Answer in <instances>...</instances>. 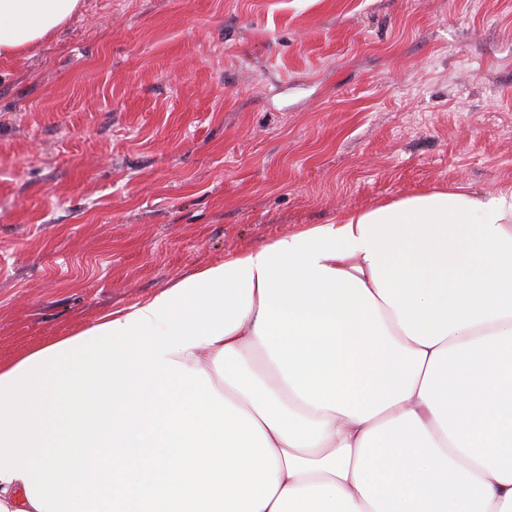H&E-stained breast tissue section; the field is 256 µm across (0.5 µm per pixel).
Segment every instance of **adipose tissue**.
Here are the masks:
<instances>
[{
    "label": "adipose tissue",
    "instance_id": "ef3b65f1",
    "mask_svg": "<svg viewBox=\"0 0 512 512\" xmlns=\"http://www.w3.org/2000/svg\"><path fill=\"white\" fill-rule=\"evenodd\" d=\"M81 0H0V58ZM0 512H512V183L349 210L0 364Z\"/></svg>",
    "mask_w": 512,
    "mask_h": 512
}]
</instances>
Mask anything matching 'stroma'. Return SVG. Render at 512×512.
<instances>
[{
  "instance_id": "1",
  "label": "stroma",
  "mask_w": 512,
  "mask_h": 512,
  "mask_svg": "<svg viewBox=\"0 0 512 512\" xmlns=\"http://www.w3.org/2000/svg\"><path fill=\"white\" fill-rule=\"evenodd\" d=\"M512 182V0H81L0 59V362L224 258Z\"/></svg>"
}]
</instances>
